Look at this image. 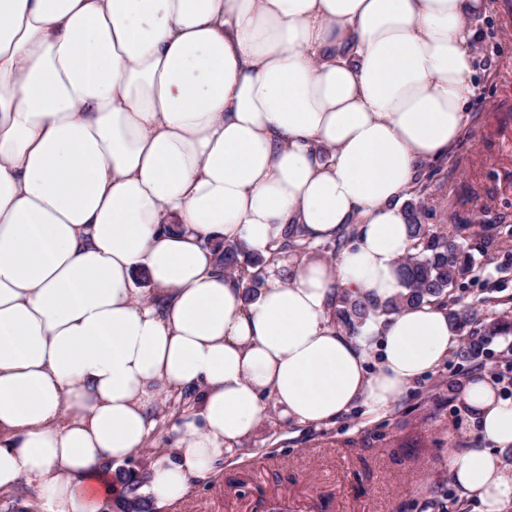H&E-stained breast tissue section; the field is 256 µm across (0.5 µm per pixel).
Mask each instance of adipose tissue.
Returning <instances> with one entry per match:
<instances>
[{
    "label": "adipose tissue",
    "mask_w": 512,
    "mask_h": 512,
    "mask_svg": "<svg viewBox=\"0 0 512 512\" xmlns=\"http://www.w3.org/2000/svg\"><path fill=\"white\" fill-rule=\"evenodd\" d=\"M489 0H0V493L104 512L161 397L193 392L139 492L181 500L269 412L389 408L459 338L424 303L352 335L338 289L402 288L416 179L467 134ZM281 254L245 301L212 245ZM145 285H136L137 276ZM484 447L448 470L512 504V399L459 392Z\"/></svg>",
    "instance_id": "ef3b65f1"
}]
</instances>
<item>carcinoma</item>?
<instances>
[{
    "label": "carcinoma",
    "instance_id": "carcinoma-1",
    "mask_svg": "<svg viewBox=\"0 0 512 512\" xmlns=\"http://www.w3.org/2000/svg\"><path fill=\"white\" fill-rule=\"evenodd\" d=\"M427 189L425 182L418 181L416 198L407 204L412 247L401 263L405 292L379 309L343 291L336 302V322L349 333L356 334L361 325L375 314L391 315L404 306L434 302L448 308V317L462 337L455 357L460 364L470 365L485 353L492 339L508 332L512 322L502 317L485 318L476 307L463 305L453 298L455 284L473 271L474 258L462 243L461 226L454 224L448 229H440L422 223V199ZM214 249L219 253L224 272L236 276L245 288V297L251 298L268 258L248 253L242 243L219 242ZM322 249L324 245L309 240L299 226L291 225L270 254L274 256L286 251L303 255ZM119 477L127 489L119 504L121 512H152L150 504L138 494L141 477L129 471L119 473Z\"/></svg>",
    "mask_w": 512,
    "mask_h": 512
}]
</instances>
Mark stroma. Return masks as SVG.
I'll return each mask as SVG.
<instances>
[{
  "mask_svg": "<svg viewBox=\"0 0 512 512\" xmlns=\"http://www.w3.org/2000/svg\"><path fill=\"white\" fill-rule=\"evenodd\" d=\"M476 24L482 92L468 136L435 170L425 223L469 225L464 241L477 266L457 294L482 314L512 313V0H493ZM512 397V343L496 339L475 369ZM461 371L448 358L388 409L357 406L320 427L292 426L270 413L237 460L192 488L166 512H255L259 497L286 498L292 512H479L448 471L449 449L485 442L459 404ZM181 414L161 402L148 448L129 464L146 473Z\"/></svg>",
  "mask_w": 512,
  "mask_h": 512,
  "instance_id": "1",
  "label": "stroma"
}]
</instances>
